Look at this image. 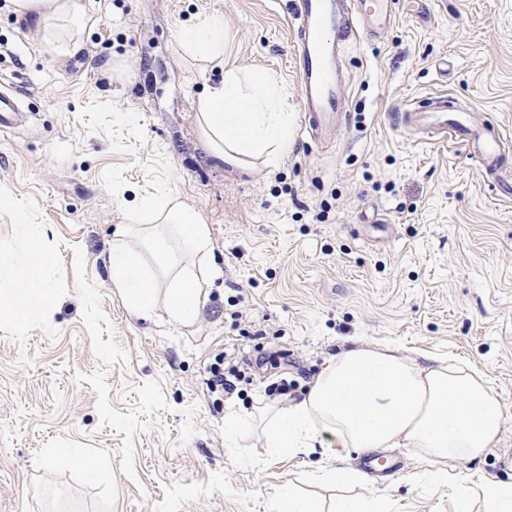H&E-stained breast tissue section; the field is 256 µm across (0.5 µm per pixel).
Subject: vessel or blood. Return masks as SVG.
<instances>
[{
  "mask_svg": "<svg viewBox=\"0 0 512 512\" xmlns=\"http://www.w3.org/2000/svg\"><path fill=\"white\" fill-rule=\"evenodd\" d=\"M294 22L290 48L297 63L302 126L315 141L333 134L349 111L343 94L347 83L344 58L361 35L377 36L390 28L397 16L398 0H292ZM23 114L21 97L8 88L0 90V132L14 130ZM406 127L426 134L429 142L447 137L461 141L468 156L477 158L486 171L498 172V185L511 183L501 176L502 146L507 137L492 123H474L470 112L454 107L447 97L429 99L425 106L406 110Z\"/></svg>",
  "mask_w": 512,
  "mask_h": 512,
  "instance_id": "b4317fda",
  "label": "vessel or blood"
}]
</instances>
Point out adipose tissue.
Listing matches in <instances>:
<instances>
[{
	"instance_id": "1",
	"label": "adipose tissue",
	"mask_w": 512,
	"mask_h": 512,
	"mask_svg": "<svg viewBox=\"0 0 512 512\" xmlns=\"http://www.w3.org/2000/svg\"><path fill=\"white\" fill-rule=\"evenodd\" d=\"M18 16L33 22L45 51L66 55L79 43L87 18L85 0H11ZM182 50L216 66L224 63V22L206 16L184 30ZM198 127L213 157L237 167L243 157L277 168L293 140L294 118L278 81L263 72L225 68L224 79L199 99ZM40 237L29 227L19 249H0V304L16 327L30 314L48 316L53 293L39 274L47 254H34ZM112 285L127 308L152 319L164 302L170 323L194 321L208 289L221 274L213 258L209 225L166 188L143 196L112 232L106 259ZM263 434L272 455L307 454L333 442L357 452L417 448L424 459L474 460L496 448L504 425L502 407L484 371L424 366L387 346L357 344L336 355L303 398L262 410ZM457 512H512V482L487 480L479 490L456 489ZM278 512H390L380 495L337 496L329 508L285 492Z\"/></svg>"
}]
</instances>
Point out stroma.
Here are the masks:
<instances>
[{
	"mask_svg": "<svg viewBox=\"0 0 512 512\" xmlns=\"http://www.w3.org/2000/svg\"><path fill=\"white\" fill-rule=\"evenodd\" d=\"M70 56L0 0V80L31 114L0 134V245L40 227L51 318L0 319V512H277L280 494L331 503L318 466L360 468L350 448L270 455L258 429L224 436L266 388L292 398L342 343H390L419 362L485 371L504 412L499 448L454 462L476 483L512 481V199L455 143L420 142L406 103L444 95L512 135V0H414L345 59L349 121L318 146L295 127L272 171L218 163L196 100L224 71L262 70L300 111L289 0H86ZM224 20V64L179 44L200 15ZM118 112L138 117L115 124ZM211 229L222 278L189 326L144 321L113 288L112 228L157 187ZM231 357L234 393L212 391ZM368 478L392 512H456L414 448ZM100 463L88 478L83 458Z\"/></svg>",
	"mask_w": 512,
	"mask_h": 512,
	"instance_id": "1",
	"label": "stroma"
}]
</instances>
